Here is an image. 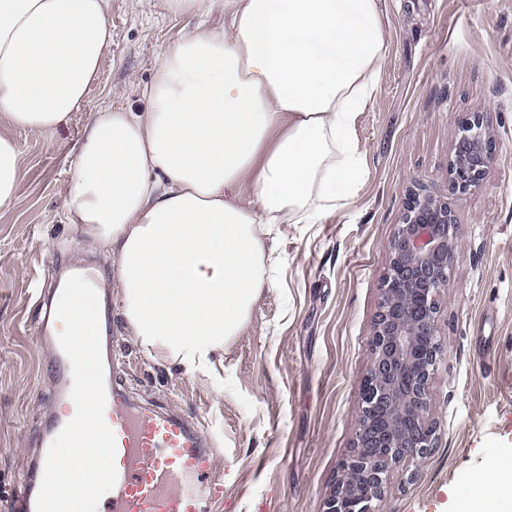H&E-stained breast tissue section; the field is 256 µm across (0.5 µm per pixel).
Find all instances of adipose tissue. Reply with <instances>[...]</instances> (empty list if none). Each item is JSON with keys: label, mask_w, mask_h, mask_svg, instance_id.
<instances>
[{"label": "adipose tissue", "mask_w": 512, "mask_h": 512, "mask_svg": "<svg viewBox=\"0 0 512 512\" xmlns=\"http://www.w3.org/2000/svg\"><path fill=\"white\" fill-rule=\"evenodd\" d=\"M164 3L225 23L165 46L145 111L94 114L64 208L80 244L109 258L128 334L219 395L224 344L269 284L265 225L318 223L362 180L354 121L386 55L381 0ZM107 8L0 0V210L20 190L13 130L51 133L85 104L112 43ZM466 504L512 512V466L491 463Z\"/></svg>", "instance_id": "obj_1"}]
</instances>
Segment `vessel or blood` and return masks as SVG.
Listing matches in <instances>:
<instances>
[{"label": "vessel or blood", "mask_w": 512, "mask_h": 512, "mask_svg": "<svg viewBox=\"0 0 512 512\" xmlns=\"http://www.w3.org/2000/svg\"><path fill=\"white\" fill-rule=\"evenodd\" d=\"M55 318L45 315L39 343L54 348L50 374L58 413L44 423L38 446L48 450L73 418L70 364L58 349ZM107 405L105 420L116 438L118 478L98 512H215L224 502V480L214 476L211 452L194 423L174 411H161L127 397L112 356V317L100 320ZM41 471L32 472L16 499V512H36Z\"/></svg>", "instance_id": "1"}]
</instances>
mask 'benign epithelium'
<instances>
[{"mask_svg":"<svg viewBox=\"0 0 512 512\" xmlns=\"http://www.w3.org/2000/svg\"><path fill=\"white\" fill-rule=\"evenodd\" d=\"M493 135L472 112L453 138L449 188L478 186L493 160ZM459 254L448 201L409 190L402 221L387 246L388 273L373 323L372 359L359 388V428L352 454L324 512H381L390 474L436 447L431 383L439 352L436 295Z\"/></svg>","mask_w":512,"mask_h":512,"instance_id":"7a95c632","label":"benign epithelium"}]
</instances>
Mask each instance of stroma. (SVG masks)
I'll return each mask as SVG.
<instances>
[{
	"label": "stroma",
	"instance_id": "1",
	"mask_svg": "<svg viewBox=\"0 0 512 512\" xmlns=\"http://www.w3.org/2000/svg\"><path fill=\"white\" fill-rule=\"evenodd\" d=\"M386 57L355 123L365 170L354 198L319 224L264 238L273 282L224 346V394L151 360L112 317L122 381L142 402L193 418L222 449L223 512H323L358 430V389L405 193L447 196L460 254L438 295L431 414L439 440L393 476L384 512H456L492 461L512 462V0H381ZM112 45L83 108L54 132L14 131L23 158L0 211V512H8L53 409L45 304L69 268L108 269L66 220L67 159L102 109H145L160 54L198 17L163 0H109ZM482 112L496 138L481 185L448 192L453 134Z\"/></svg>",
	"mask_w": 512,
	"mask_h": 512
}]
</instances>
